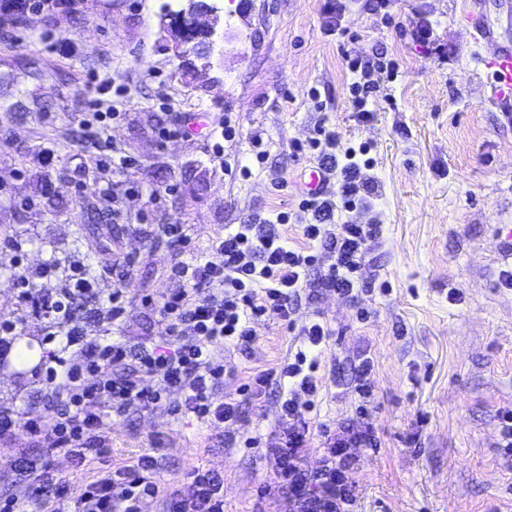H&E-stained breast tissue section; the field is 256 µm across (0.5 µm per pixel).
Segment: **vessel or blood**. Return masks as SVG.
<instances>
[{"instance_id":"b4317fda","label":"vessel or blood","mask_w":512,"mask_h":512,"mask_svg":"<svg viewBox=\"0 0 512 512\" xmlns=\"http://www.w3.org/2000/svg\"><path fill=\"white\" fill-rule=\"evenodd\" d=\"M459 12L475 42L492 45L480 64L490 79L491 99L503 114L512 113V45L497 43L485 21L482 0H459Z\"/></svg>"}]
</instances>
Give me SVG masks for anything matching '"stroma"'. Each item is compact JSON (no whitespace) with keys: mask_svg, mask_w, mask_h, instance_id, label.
Segmentation results:
<instances>
[{"mask_svg":"<svg viewBox=\"0 0 512 512\" xmlns=\"http://www.w3.org/2000/svg\"><path fill=\"white\" fill-rule=\"evenodd\" d=\"M453 0H399L390 17L356 0L341 22L325 0H217L214 50L178 54L170 10L182 0H80L78 11L42 10L0 23V317L20 309L16 274L32 296L59 288L38 278L52 253L73 251L77 229L96 225L82 251L96 294L50 328L28 315L25 337L54 332L50 350L65 365L87 361L99 343L138 345L161 335L159 305L182 283L172 266L255 215H295L301 172L316 154L296 152L318 125L347 146L367 145L361 176L376 193L368 210H336L341 224H381L382 238L351 299L322 288L334 261L298 220L281 225L290 247L316 255L287 320L255 324L247 348L225 353L231 372L216 390L233 397L257 372L279 370L301 344L298 329L322 319L332 334L316 350L322 386L306 420L313 435L300 467L323 465L327 436L373 425L375 445L353 450L346 512H512V452L500 448V416L512 410V288L501 274L512 256L495 242L512 225V122L490 101L479 63L485 49L459 26ZM428 19L445 60L404 39ZM397 62L380 79L363 121L349 101L355 75L346 56ZM103 98L115 119L98 122L88 102ZM201 117V133L161 139L162 126ZM231 127L233 137L221 135ZM263 145L254 148L253 134ZM56 162H36L42 150ZM263 159H256L257 150ZM131 159L122 171L94 158ZM119 224L108 234L105 225ZM178 224L184 240L162 234ZM22 243L8 271V241ZM124 313L111 319L113 292ZM372 367L371 397L358 389ZM53 387L32 372H0V510L17 493L15 473L37 448L26 423L54 421ZM279 390L243 399L238 420L203 425L188 414L103 409L102 454L79 459L37 448L46 473L71 496L98 472L149 454L162 491H193L197 469L223 480L224 512H296L290 492L268 495L274 478L266 444L278 436Z\"/></svg>","mask_w":512,"mask_h":512,"instance_id":"obj_1","label":"stroma"}]
</instances>
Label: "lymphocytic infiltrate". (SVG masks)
Segmentation results:
<instances>
[{
  "mask_svg": "<svg viewBox=\"0 0 512 512\" xmlns=\"http://www.w3.org/2000/svg\"><path fill=\"white\" fill-rule=\"evenodd\" d=\"M322 162L338 168L341 180L335 197L303 196L299 209L311 215L303 224L307 240L331 242L335 253L323 278L325 287L353 294L359 286V272L366 264L381 228L376 224L333 223L335 209L351 211L369 205L370 186L360 177V155L366 147H341L334 130L318 127L309 143ZM287 214L276 220L254 217L249 223L213 241L221 263L197 255L177 262L173 271L184 282L183 289L163 298L160 306L162 335L159 340L128 351L115 342L99 347L87 364L69 367L54 388L49 407L55 419L51 433H42L36 422H28L33 436L44 447L74 457H84L96 438L101 416L92 412L95 404L107 403L113 412L168 410L171 390L184 393V409L197 422L233 421L239 415L236 399L217 400L216 387L224 380L221 345L248 346L254 339L252 325L268 316L287 320L300 288L313 263V256L288 247L279 227ZM305 347L278 373H261L242 384L240 394L257 398L269 386L282 382L290 388L280 403V419L289 424L284 441L271 445L268 453L275 462L276 486L290 490L299 512H344L352 484L338 459L348 449L371 445L372 428L337 440L330 448L319 476L317 490L307 487L308 478L297 459L306 447L305 432L296 430L313 406L321 382L309 349L326 339L329 329L314 320L299 331ZM154 381L143 385L144 378ZM190 496L165 495L166 512H224L222 486L213 474L195 470ZM160 495L156 465L143 455L135 464L98 472L87 482L77 499H69L65 482L47 486L40 469L27 470L18 499L37 506H51L52 512H141L145 498Z\"/></svg>",
  "mask_w": 512,
  "mask_h": 512,
  "instance_id": "lymphocytic-infiltrate-1",
  "label": "lymphocytic infiltrate"
}]
</instances>
